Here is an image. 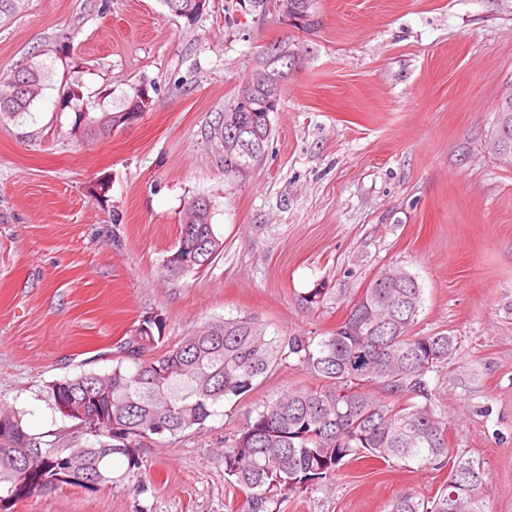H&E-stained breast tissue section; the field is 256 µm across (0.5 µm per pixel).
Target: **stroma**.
<instances>
[{"instance_id":"35a3bbf8","label":"stroma","mask_w":512,"mask_h":512,"mask_svg":"<svg viewBox=\"0 0 512 512\" xmlns=\"http://www.w3.org/2000/svg\"><path fill=\"white\" fill-rule=\"evenodd\" d=\"M299 32L240 0H209L195 22L162 0H25L0 23V77L35 56L46 88L0 123V408L29 433L64 423L55 381L111 371L143 317L175 344L202 322L244 313L280 335L325 336L379 270L423 289L416 335L456 349L428 375L453 455L480 462L487 512H512V167L491 147L512 87V0H318ZM290 42L259 170L224 172V108L255 57ZM151 105L101 139L74 133L68 93ZM206 197L224 249L179 278L163 265L187 202ZM321 289L317 306L304 302ZM294 363L218 405L204 429L150 440L142 479L47 489L11 512H238L224 441L256 403L314 386ZM447 471L368 460L280 512H384L399 493L433 497Z\"/></svg>"}]
</instances>
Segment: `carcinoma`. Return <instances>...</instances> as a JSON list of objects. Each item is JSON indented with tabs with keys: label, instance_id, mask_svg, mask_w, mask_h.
<instances>
[{
	"label": "carcinoma",
	"instance_id": "cac0c4a2",
	"mask_svg": "<svg viewBox=\"0 0 512 512\" xmlns=\"http://www.w3.org/2000/svg\"><path fill=\"white\" fill-rule=\"evenodd\" d=\"M163 3L169 9L178 6L189 22L208 6L207 0ZM43 89V70L34 62L0 78V121L28 112ZM118 116L103 111L75 124H83L84 136L102 138ZM241 116V135L263 139L256 153L224 159V173L236 177L263 164L272 134L261 109ZM506 127L503 144L512 151V105L502 104L493 138ZM220 248L211 219L192 200L164 269L180 277V261L190 256L192 269L199 270ZM422 303L417 278L393 267L349 301L346 317L328 336H281L243 314L195 326L155 359L146 358V352L165 345L166 320L148 316L119 345L121 357L111 372L83 373L48 387L56 409L82 404L85 417L64 413L70 425L45 436L28 433L20 412L0 410V512L44 489L65 485L94 493L137 475L145 441L203 428L216 405L244 399L260 378L289 359L320 385L263 401L224 443V478L243 493L242 512H279L288 495L335 479L347 459L441 470L450 455L447 426L432 407L426 376L455 345L446 334L411 333ZM374 386L391 401L375 396ZM115 458L127 462L120 475L108 466ZM455 464L457 477L432 499L403 493L385 512H486L482 466L461 457Z\"/></svg>",
	"mask_w": 512,
	"mask_h": 512
}]
</instances>
